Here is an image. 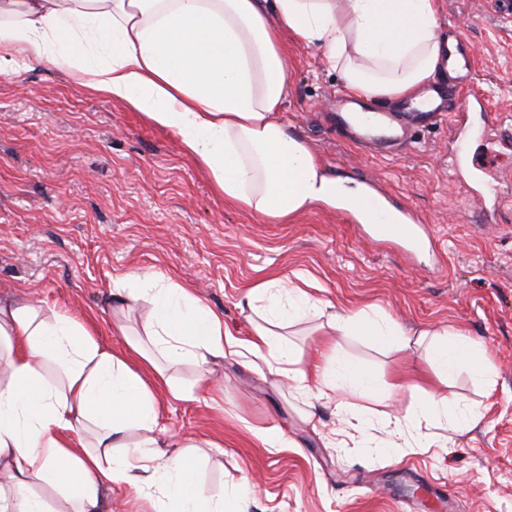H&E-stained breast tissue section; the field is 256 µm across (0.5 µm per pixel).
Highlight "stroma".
I'll return each instance as SVG.
<instances>
[{"mask_svg": "<svg viewBox=\"0 0 512 512\" xmlns=\"http://www.w3.org/2000/svg\"><path fill=\"white\" fill-rule=\"evenodd\" d=\"M441 29L475 47L473 87L500 127L454 140L447 122L430 126L397 157L368 156L321 120L345 86L320 52L287 42L284 120L331 176L370 179L391 208L414 211L436 238L434 253L406 259L367 237L342 211L318 203L285 224L225 202L169 131L140 113L46 67L0 76V296L45 301L92 320L118 349L113 277L157 271L191 288L233 335L248 336V288L311 278L314 296L353 311L378 306L412 331L458 330L480 344L491 379L449 367L438 385L449 408L479 410L464 434L425 420L399 437L396 419L418 400L390 386L406 367L426 370L421 347L397 352L367 338H337L336 352L379 389L335 402L295 388L262 364L226 356L208 392L163 402L162 426L189 441L218 440L223 456L194 460L200 491L224 496V512H512V178L484 191L471 163L491 156L512 167V21L487 0H442ZM276 427L285 447L256 438Z\"/></svg>", "mask_w": 512, "mask_h": 512, "instance_id": "stroma-1", "label": "stroma"}]
</instances>
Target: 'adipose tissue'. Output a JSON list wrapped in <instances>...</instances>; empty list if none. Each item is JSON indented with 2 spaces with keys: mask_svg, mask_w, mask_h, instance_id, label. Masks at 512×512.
<instances>
[{
  "mask_svg": "<svg viewBox=\"0 0 512 512\" xmlns=\"http://www.w3.org/2000/svg\"><path fill=\"white\" fill-rule=\"evenodd\" d=\"M440 0H0V74L54 66L103 98L172 133L225 201L273 222L322 202L359 200L330 177L279 118L288 97L282 37L319 49L350 94L395 100L443 66ZM307 277L252 285L257 322L234 336L189 288L151 272L112 282L119 311L147 302L141 331L113 324L124 346L103 345L86 321L48 304L0 297V512H107L127 486L139 512H224V497L194 489L184 442L162 433L159 395L193 401L215 360L234 354L320 395L369 397L376 389L347 360L305 367L278 328L320 317L329 301ZM339 336L396 349L411 337L369 305L334 313ZM440 369L481 374L469 340L433 346ZM194 379L184 382L183 367ZM419 411L450 430L475 428L468 407L420 389Z\"/></svg>",
  "mask_w": 512,
  "mask_h": 512,
  "instance_id": "obj_1",
  "label": "adipose tissue"
}]
</instances>
